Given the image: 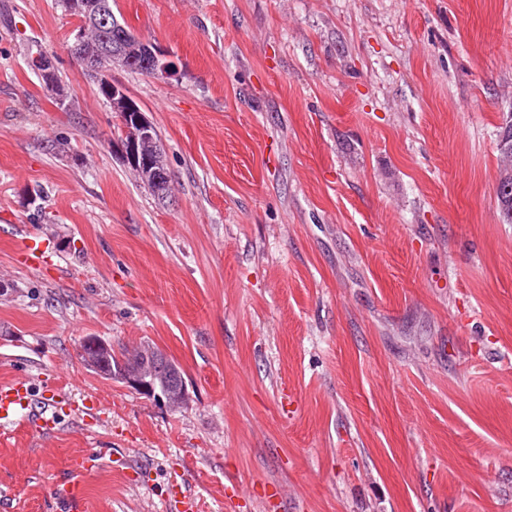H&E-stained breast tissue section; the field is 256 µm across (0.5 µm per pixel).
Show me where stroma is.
Returning <instances> with one entry per match:
<instances>
[{"label":"stroma","instance_id":"stroma-1","mask_svg":"<svg viewBox=\"0 0 512 512\" xmlns=\"http://www.w3.org/2000/svg\"><path fill=\"white\" fill-rule=\"evenodd\" d=\"M112 9L176 66L112 72L165 145L164 204L110 144L75 20L0 0V382L75 403L54 436L0 434V512H512V0ZM87 336L154 344L186 408L86 368ZM43 53H45V51L42 50H37L35 52L36 56H34V53H30L28 58V66L36 74L43 89H45V86L48 85L47 80L50 81L52 87L49 92L54 95V99L58 105L64 106L68 98V91L66 88L67 85L62 80V75L58 67L54 64L52 57L49 55H45L44 59H42V66L45 68H50L53 65L54 66L48 75L43 73L41 62L39 60Z\"/></svg>","mask_w":512,"mask_h":512}]
</instances>
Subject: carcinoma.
Segmentation results:
<instances>
[{
    "mask_svg": "<svg viewBox=\"0 0 512 512\" xmlns=\"http://www.w3.org/2000/svg\"><path fill=\"white\" fill-rule=\"evenodd\" d=\"M93 14L86 13L84 0H58L64 12L77 21L76 34L71 52L86 68L102 60L125 71L150 76L155 68L156 46L137 36L129 25L116 17L112 0H94ZM43 51L29 55L28 66L36 74L40 85L51 86L57 104L65 105L68 98L66 84L58 67L44 74L40 58ZM114 133L121 143L134 142L137 168L134 172L142 187L160 203L166 202L172 193V177L167 163L164 144L158 132L149 138L140 135L129 121V106L119 99L112 101ZM80 356L94 373L118 380L124 374L138 376L151 388L152 397L177 411L184 407L182 389L187 387L184 372L158 348L144 342L132 349L118 348L99 339L87 336L80 344Z\"/></svg>",
    "mask_w": 512,
    "mask_h": 512,
    "instance_id": "obj_1",
    "label": "carcinoma"
}]
</instances>
